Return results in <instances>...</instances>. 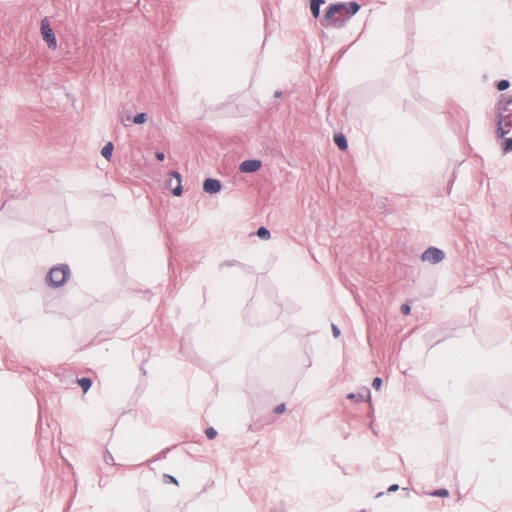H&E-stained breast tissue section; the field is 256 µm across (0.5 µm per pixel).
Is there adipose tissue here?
I'll return each mask as SVG.
<instances>
[{"label": "adipose tissue", "instance_id": "1", "mask_svg": "<svg viewBox=\"0 0 512 512\" xmlns=\"http://www.w3.org/2000/svg\"><path fill=\"white\" fill-rule=\"evenodd\" d=\"M404 17V0H381L373 30L349 60L350 73L370 69L401 53L398 32ZM498 44H512V13L500 0H466L449 11L448 0H437L434 13L419 30L416 63L428 77L432 92L440 98L470 96L478 75L493 68L494 51L485 47V34ZM174 49L187 85L194 90L234 89L255 65L257 51H264V76L276 85L286 76L284 42L265 43L260 21V0H187L185 21L174 36ZM467 58L477 59L467 79L452 81L449 70ZM370 123L380 130L375 149L398 182L417 188L430 180L442 165V155L431 140L401 112H373ZM119 234L132 247L133 262L144 269L156 263L157 240L147 218L131 211L115 219ZM42 246L37 254L0 248V284L26 283L34 279L66 281L69 287L95 284L105 278L100 243L86 214H78L67 228L45 220L38 228ZM288 292L311 306L318 318L327 309L320 281L304 267L299 255L282 250ZM211 303L196 343L219 351L227 339L244 335L248 326L242 311L249 290L239 280L232 263H225L221 279L211 290ZM0 334L16 336L23 348L37 354L65 358L75 347L64 340L47 317H33L29 309H0ZM476 374H512V331H505L487 358L462 361L455 369L434 368L432 379L450 400L467 396L468 377ZM26 405L12 388L0 384V496L27 497L30 460L26 454L29 433ZM470 451L464 466L471 478L460 494L464 505L476 501L512 498V421L478 418L471 425Z\"/></svg>", "mask_w": 512, "mask_h": 512}]
</instances>
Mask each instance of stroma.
<instances>
[{
  "mask_svg": "<svg viewBox=\"0 0 512 512\" xmlns=\"http://www.w3.org/2000/svg\"><path fill=\"white\" fill-rule=\"evenodd\" d=\"M375 2L261 0L265 35L288 47L287 79L269 88L257 66L186 112L170 43L184 0H0V196L20 212L0 239L35 251L43 214L66 226L93 209L109 280L41 297L39 315L73 355L0 335V383L27 402L37 488L0 512H91L92 489L122 487L139 512H194L203 500L223 512H407L415 500L458 512L466 426L482 408L512 419V375L469 378L471 397L452 409L428 367L489 355L512 329V154L493 139L512 46L470 97L441 99L415 66L435 0H409L401 56L348 75ZM379 111L405 113L444 153L420 189L400 187L373 152ZM79 171L90 181H74ZM123 208L154 226V273L113 228ZM260 240L267 249L254 250ZM281 245L322 280L327 320L288 292ZM223 252L265 303L245 308L258 331L250 352L288 348L278 391L238 340L220 351L194 341ZM115 346L133 359L117 407L101 356ZM160 364L183 386L179 409L161 397ZM227 410L242 427L224 423ZM142 427L153 447L117 464L114 444ZM420 432L436 442L426 462L403 450ZM301 461L319 482L303 496L290 490ZM186 463L196 476L185 484ZM353 478L364 491L344 496Z\"/></svg>",
  "mask_w": 512,
  "mask_h": 512,
  "instance_id": "stroma-1",
  "label": "stroma"
}]
</instances>
